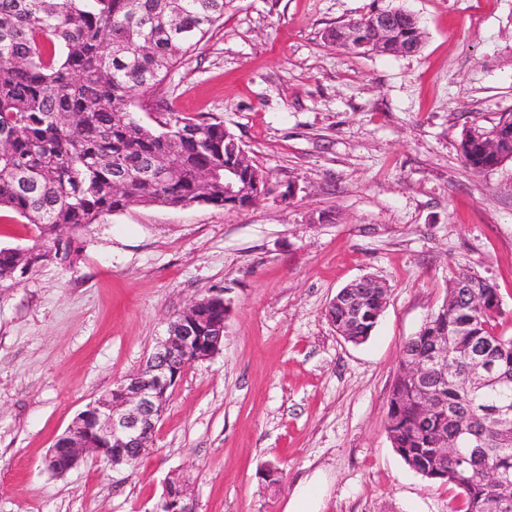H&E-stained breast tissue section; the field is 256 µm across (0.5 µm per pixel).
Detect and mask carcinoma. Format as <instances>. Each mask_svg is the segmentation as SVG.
I'll return each mask as SVG.
<instances>
[{
	"mask_svg": "<svg viewBox=\"0 0 512 512\" xmlns=\"http://www.w3.org/2000/svg\"><path fill=\"white\" fill-rule=\"evenodd\" d=\"M231 0H0V208L33 225L38 234L23 247L0 246V284L16 282L50 259L66 262L79 231L134 204L179 207L187 200L215 208L253 203L269 175L245 154L221 122L182 117L156 101L160 120L136 116L134 92L160 85L224 17ZM422 33L400 25L386 40L359 53L418 50ZM195 128L197 138L181 131ZM461 155L481 171L512 160V114L490 129L467 130ZM175 165L178 176L157 184L140 174ZM236 170L238 197H224V166ZM219 171L221 176L210 173ZM124 176L117 193L112 181ZM340 289L326 308L336 332L354 344L373 332L386 285ZM365 309L352 319L347 300ZM211 325L224 309L197 301ZM497 289L472 274L449 280L438 309L403 344L384 422L392 447L422 477L455 492L453 512H502L512 504V417L495 411L512 405V336L498 331ZM448 343V373H428V392L413 371ZM494 366L497 384L484 383Z\"/></svg>",
	"mask_w": 512,
	"mask_h": 512,
	"instance_id": "cac0c4a2",
	"label": "carcinoma"
}]
</instances>
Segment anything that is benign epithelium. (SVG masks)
Listing matches in <instances>:
<instances>
[{"instance_id":"benign-epithelium-1","label":"benign epithelium","mask_w":512,"mask_h":512,"mask_svg":"<svg viewBox=\"0 0 512 512\" xmlns=\"http://www.w3.org/2000/svg\"><path fill=\"white\" fill-rule=\"evenodd\" d=\"M202 329L195 304L168 323L146 365L91 402L64 433V445L53 444L47 470L65 474L87 457L112 466L129 464L153 444L155 423L185 369L219 351L224 324ZM154 512H194L187 489L166 485Z\"/></svg>"}]
</instances>
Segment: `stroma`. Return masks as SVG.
<instances>
[{
	"instance_id": "obj_1",
	"label": "stroma",
	"mask_w": 512,
	"mask_h": 512,
	"mask_svg": "<svg viewBox=\"0 0 512 512\" xmlns=\"http://www.w3.org/2000/svg\"><path fill=\"white\" fill-rule=\"evenodd\" d=\"M391 8L418 18V52L325 38ZM155 95L222 122L281 194L129 206L76 232L70 265L0 288V512H153L174 477L195 512H284L313 478L320 512H452L384 420L402 344L452 276L493 283L512 336V160L475 171L460 153L469 127L512 113V0H232ZM369 274L390 296L355 345L325 311ZM212 295L223 343L184 372L139 461L48 471L74 417Z\"/></svg>"
}]
</instances>
